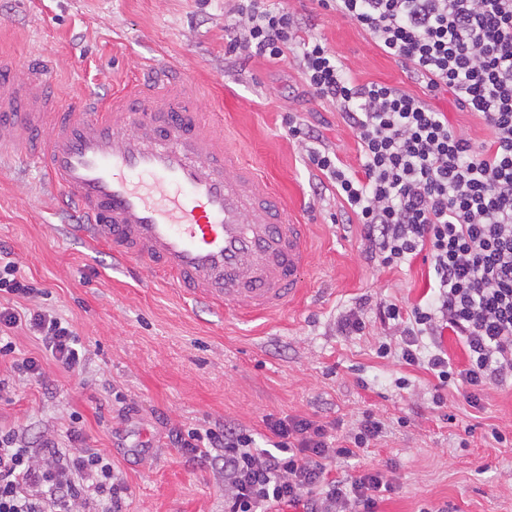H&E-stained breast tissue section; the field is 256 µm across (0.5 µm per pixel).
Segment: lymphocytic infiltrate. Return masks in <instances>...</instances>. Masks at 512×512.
<instances>
[{
    "mask_svg": "<svg viewBox=\"0 0 512 512\" xmlns=\"http://www.w3.org/2000/svg\"><path fill=\"white\" fill-rule=\"evenodd\" d=\"M368 32L403 69L424 82L426 95L386 83L359 84L320 40L302 39V22L283 0H239L243 26L230 50L271 61L295 49L312 94L336 104L358 139L360 171L329 151L307 158L323 176L313 194L332 185L346 223L363 226L372 257L385 267L423 258L429 297L403 310L383 305L382 320L403 337L402 360L430 372L440 386L459 381L477 404L490 384L512 381V0H318ZM453 92L481 116L490 137L473 144L431 106ZM26 326L62 368L83 367L86 351L72 325L42 310L0 308V358L43 382L37 360L19 357L10 336ZM464 345L468 364L456 369L444 334ZM270 448L246 430L219 425L176 430L171 443L189 462L224 466V512H378L381 472L330 477L334 458H351L378 436L365 417L348 445L334 447L330 424L267 419ZM42 439L30 446L16 430H0V512H74L96 502L98 512H123L127 487L97 449Z\"/></svg>",
    "mask_w": 512,
    "mask_h": 512,
    "instance_id": "obj_1",
    "label": "lymphocytic infiltrate"
}]
</instances>
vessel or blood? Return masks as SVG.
I'll use <instances>...</instances> for the list:
<instances>
[{"label": "vessel or blood", "instance_id": "b4317fda", "mask_svg": "<svg viewBox=\"0 0 512 512\" xmlns=\"http://www.w3.org/2000/svg\"><path fill=\"white\" fill-rule=\"evenodd\" d=\"M49 76L0 60V158L35 167L77 204L88 236L207 304L283 310L309 263L257 168L214 137L190 78L158 72L61 105Z\"/></svg>", "mask_w": 512, "mask_h": 512}]
</instances>
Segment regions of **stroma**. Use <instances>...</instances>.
Returning <instances> with one entry per match:
<instances>
[{
    "label": "stroma",
    "mask_w": 512,
    "mask_h": 512,
    "mask_svg": "<svg viewBox=\"0 0 512 512\" xmlns=\"http://www.w3.org/2000/svg\"><path fill=\"white\" fill-rule=\"evenodd\" d=\"M288 6L305 24L303 37L325 42L357 82L422 94L356 23L317 0ZM239 20L236 0H0V54L47 60L61 103L133 84L152 65L189 73L200 108L220 114L222 133L308 225L311 240L301 291L282 311L197 307L158 275L115 264L105 246L90 245L74 207L58 208L35 169L0 162V245L43 290L30 301L2 296L0 305L48 311L88 349L85 366L71 372L43 355L25 327L12 329L17 353L39 358L46 383L0 359V429L20 427L27 441L49 437L66 448L81 417L86 447L108 457L129 488L126 512H224L223 469L185 462L172 431L231 423L262 446L267 418L288 416L335 424L343 441L370 413L381 433L356 457L333 462L331 474L382 471L392 489L379 512H512V384L488 385L476 408L463 388L449 387L438 406L431 374L378 356L379 344L400 341L377 319L378 305L418 303L428 265H379L361 225L342 223L335 189L313 196L311 143L289 135L286 116L314 127L321 145L355 171L356 134L335 105L308 92L294 56L273 62L230 52ZM432 104L472 143L489 138L483 119L454 95ZM346 314L362 319V332H337ZM498 432L504 442L495 441Z\"/></svg>",
    "instance_id": "stroma-1"
}]
</instances>
